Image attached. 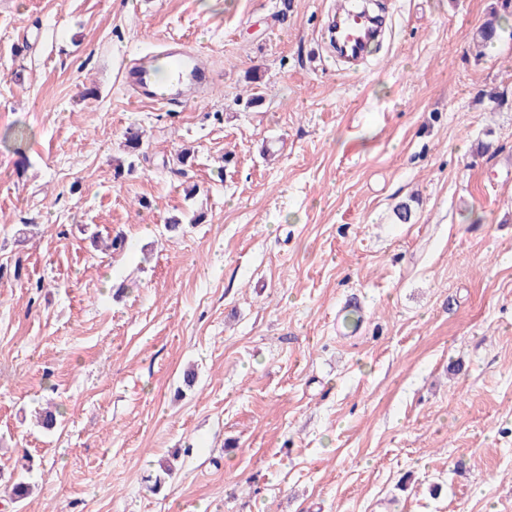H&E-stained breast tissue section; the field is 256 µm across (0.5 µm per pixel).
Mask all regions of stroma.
<instances>
[{
  "instance_id": "stroma-1",
  "label": "stroma",
  "mask_w": 512,
  "mask_h": 512,
  "mask_svg": "<svg viewBox=\"0 0 512 512\" xmlns=\"http://www.w3.org/2000/svg\"><path fill=\"white\" fill-rule=\"evenodd\" d=\"M492 2L380 0L355 72L319 40L336 0H0V131L26 130L0 146V512H512V15L471 42ZM174 38L212 92L135 102L121 64Z\"/></svg>"
}]
</instances>
